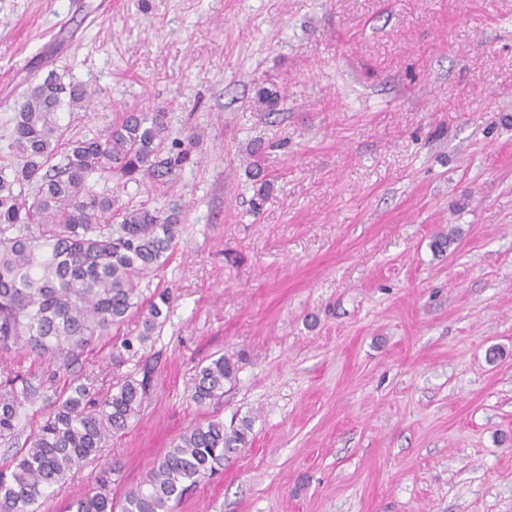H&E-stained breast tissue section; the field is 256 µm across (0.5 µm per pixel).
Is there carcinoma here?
I'll return each mask as SVG.
<instances>
[{"label": "carcinoma", "mask_w": 512, "mask_h": 512, "mask_svg": "<svg viewBox=\"0 0 512 512\" xmlns=\"http://www.w3.org/2000/svg\"><path fill=\"white\" fill-rule=\"evenodd\" d=\"M96 91L62 83L54 74L29 84L0 146V350L51 355L70 368L96 340L112 335L130 317L142 318L137 353L166 319L171 292L145 297L143 281L172 257L184 225L180 211L121 203L89 184L108 175L118 189L149 180L171 184L194 142L172 137L168 114L134 109L103 133L66 137L59 112L85 111ZM234 369L220 356L201 367L192 399L199 405L224 396ZM46 375L33 383L0 365V440L18 439L22 409L42 396L49 408L33 434L0 471V512H38V503L72 470L100 456L112 436L142 411L148 377L129 375L104 396L73 381L53 398ZM252 421L224 426L215 418L173 442L124 498L115 503L108 485L73 500V512H172V504L224 465L248 443Z\"/></svg>", "instance_id": "cac0c4a2"}]
</instances>
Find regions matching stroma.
I'll return each mask as SVG.
<instances>
[{"label": "stroma", "instance_id": "35a3bbf8", "mask_svg": "<svg viewBox=\"0 0 512 512\" xmlns=\"http://www.w3.org/2000/svg\"><path fill=\"white\" fill-rule=\"evenodd\" d=\"M51 71L97 91L70 136L159 106L199 141L121 194L182 209L160 334L78 365L143 411L40 512L214 416L249 442L176 512H512V0H0V135ZM234 377V369L224 361V357L212 359L199 370L192 399L198 405L221 399L224 396V382L231 381Z\"/></svg>", "mask_w": 512, "mask_h": 512}]
</instances>
